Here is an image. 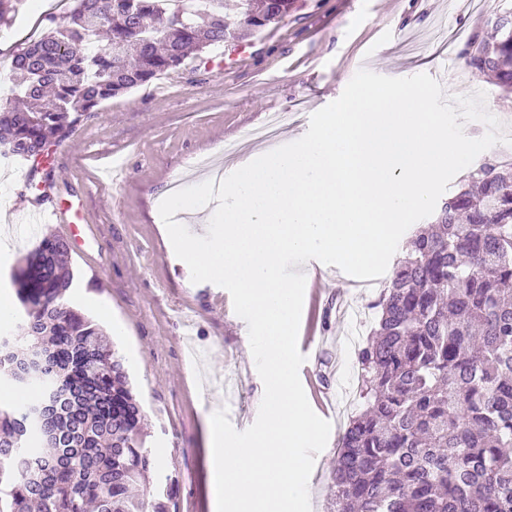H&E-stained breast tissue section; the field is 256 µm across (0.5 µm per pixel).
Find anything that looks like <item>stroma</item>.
<instances>
[{
    "mask_svg": "<svg viewBox=\"0 0 512 512\" xmlns=\"http://www.w3.org/2000/svg\"><path fill=\"white\" fill-rule=\"evenodd\" d=\"M512 0H295L282 21L243 41L190 54L184 65L85 114L45 157L51 189L63 204L82 203L91 222L80 245L65 224L33 225L37 184L25 183V162L0 158V237L15 260L0 265V294L15 296L12 274L37 241H68L74 272L68 300L112 333L144 410L146 445L167 490L170 512H211L205 416L227 408L237 430L257 418L261 379L248 360L246 322L226 310L229 292L194 284L188 266L163 237L159 205L178 179L199 181L196 161L265 123L274 112L295 115L285 134L296 141L313 112L336 100L362 68L389 77L446 72L447 95L484 91L486 107L512 136V93L449 57L436 29L483 36ZM232 65H225V57ZM345 277H332L313 316L315 336L347 338L354 317L337 306L368 305ZM314 368L336 393L358 369L356 347L324 351ZM363 400L352 391L331 414L326 448L309 482L311 512H333L330 471L336 444Z\"/></svg>",
    "mask_w": 512,
    "mask_h": 512,
    "instance_id": "1",
    "label": "stroma"
}]
</instances>
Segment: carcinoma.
Returning a JSON list of instances; mask_svg holds the SVG:
<instances>
[{
	"mask_svg": "<svg viewBox=\"0 0 512 512\" xmlns=\"http://www.w3.org/2000/svg\"><path fill=\"white\" fill-rule=\"evenodd\" d=\"M16 48L0 154L34 158L100 104L284 18L294 0H226L178 17L172 0H74ZM469 67L512 90V31L482 38ZM66 247L44 236L13 273L21 333L0 337V374L47 408L0 406V512H168L142 446L143 415L107 332L68 304ZM359 350L363 410L343 432L331 480L336 512H512V163L494 161L448 196L407 242L373 304Z\"/></svg>",
	"mask_w": 512,
	"mask_h": 512,
	"instance_id": "cac0c4a2",
	"label": "carcinoma"
}]
</instances>
